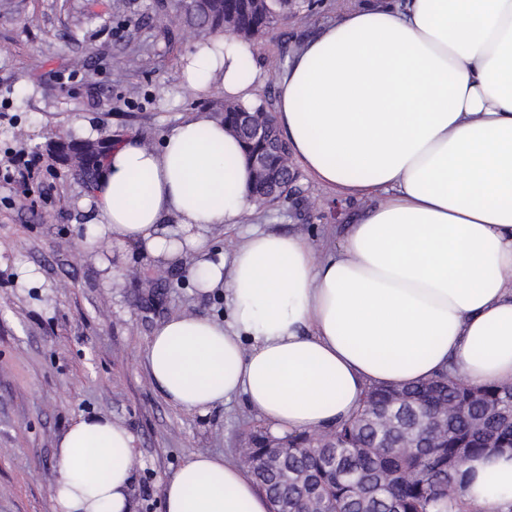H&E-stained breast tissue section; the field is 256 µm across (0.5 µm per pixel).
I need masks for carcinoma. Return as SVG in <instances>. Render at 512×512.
<instances>
[{
  "instance_id": "1",
  "label": "carcinoma",
  "mask_w": 512,
  "mask_h": 512,
  "mask_svg": "<svg viewBox=\"0 0 512 512\" xmlns=\"http://www.w3.org/2000/svg\"><path fill=\"white\" fill-rule=\"evenodd\" d=\"M177 19L190 28L209 35L232 27L236 37L251 41L269 35L277 22L288 14L291 0H170ZM264 106L222 103V121L231 131L239 128L240 113L263 112ZM106 155L96 151L79 153L69 166L87 189H92ZM390 388H369L363 406L352 418L340 423L324 438L309 433L287 435L297 445L288 456V474L283 480L276 473L253 471L260 488L288 510L301 505V496L336 501V512H388L387 503L396 500L398 512H480L460 495L458 476L464 462L490 451L512 450V389L497 384L472 386L446 373L408 389L417 400L431 396L437 404L448 405L451 419L444 448L407 446V431L415 434L412 419L415 406L396 411L394 418L402 431L381 440L380 428L366 422L371 414L387 410ZM489 406L506 414L486 429L474 426ZM445 479L448 492L435 494L431 483Z\"/></svg>"
}]
</instances>
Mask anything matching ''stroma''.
<instances>
[{
	"label": "stroma",
	"mask_w": 512,
	"mask_h": 512,
	"mask_svg": "<svg viewBox=\"0 0 512 512\" xmlns=\"http://www.w3.org/2000/svg\"><path fill=\"white\" fill-rule=\"evenodd\" d=\"M0 8V512H52L55 442L81 415L102 414L134 435L131 512H163L162 484L193 452L238 458L264 424L235 398L207 415L173 408L142 355L168 316L220 317L224 299L197 295L189 266L154 270L135 248L87 249L95 196L48 156L65 131L78 138L138 136L158 146L188 114L214 112L212 94L182 83L196 32L160 26L159 0H8ZM287 20L255 40L252 97L273 109L277 73L300 43L353 0H296ZM287 198L245 217L280 234L335 244L363 210L303 168ZM35 266L39 287L16 281Z\"/></svg>",
	"instance_id": "obj_1"
}]
</instances>
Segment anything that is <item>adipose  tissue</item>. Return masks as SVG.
Listing matches in <instances>:
<instances>
[{"mask_svg":"<svg viewBox=\"0 0 512 512\" xmlns=\"http://www.w3.org/2000/svg\"><path fill=\"white\" fill-rule=\"evenodd\" d=\"M248 42L217 36L183 63L195 91L226 99L261 83ZM273 120L308 175L369 201L335 247L248 230L230 251L212 230L255 204L242 145L205 112L159 146L130 136L96 188L93 236L134 245L164 270L191 260L214 319L176 313L145 351L174 407L234 398L273 434L323 433L369 387H406L455 368L512 385V0H360L323 25L278 75ZM53 512H129L135 438L81 415L55 443ZM462 495L512 512V454L463 466ZM164 512H271L248 470L190 454L162 486Z\"/></svg>","mask_w":512,"mask_h":512,"instance_id":"ef3b65f1","label":"adipose tissue"}]
</instances>
